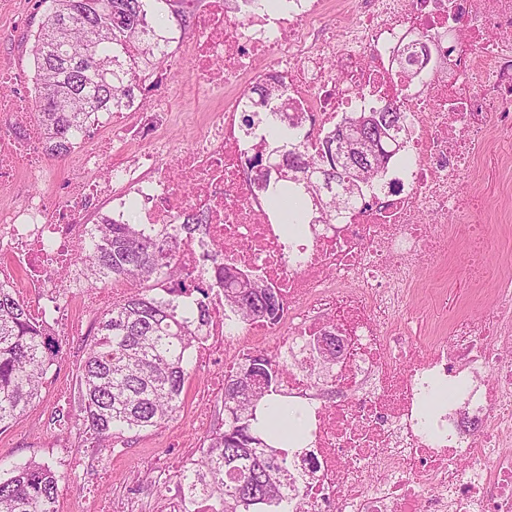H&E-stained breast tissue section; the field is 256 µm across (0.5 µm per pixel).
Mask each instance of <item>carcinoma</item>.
<instances>
[{
  "label": "carcinoma",
  "instance_id": "carcinoma-1",
  "mask_svg": "<svg viewBox=\"0 0 512 512\" xmlns=\"http://www.w3.org/2000/svg\"><path fill=\"white\" fill-rule=\"evenodd\" d=\"M159 0H40L47 4L34 35V118L47 152L61 158L86 133L97 112H119L134 91L163 65L155 42L164 23ZM253 114L243 116L246 131L264 112L281 123L287 105L281 94L257 91ZM404 121L394 103L376 112H349L311 155L283 127L267 150L285 155L279 188L302 197L312 210L310 223L336 214L335 186L346 195L362 192L399 150L390 130ZM202 218L183 224H100L77 263L86 267L87 288L132 280L136 292L112 303L97 319L77 381L78 421L99 448H110L126 432L157 429L172 420L190 378L189 366L206 321L202 298L209 283L200 277L182 282L179 292L198 294L190 303L149 294L171 272L180 236L193 234ZM224 301L233 321L274 318L277 294L250 275L229 279ZM60 343L38 322L28 303L0 286V430L6 429L39 398L50 368L59 362ZM279 369L258 351L224 381V428L215 433L204 456L178 472L179 488L220 504L218 512H288L281 487L288 454L257 416L271 396L280 394ZM64 475L49 464L28 461L0 478V512H57Z\"/></svg>",
  "mask_w": 512,
  "mask_h": 512
}]
</instances>
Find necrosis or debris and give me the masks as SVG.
<instances>
[{"label":"necrosis or debris","instance_id":"1","mask_svg":"<svg viewBox=\"0 0 512 512\" xmlns=\"http://www.w3.org/2000/svg\"><path fill=\"white\" fill-rule=\"evenodd\" d=\"M229 2L204 0L195 33L167 31L152 79L188 73L209 110L148 93L99 113L105 135L79 141L64 175L28 100L0 93V284L69 335L122 294L108 285L82 298L58 276L94 225L123 217L130 200L143 224L196 214L200 232L181 237L175 273L156 290L167 299L180 279L211 282L199 365L226 369L255 351L285 365L279 389L307 412V442L288 452V512H512V284L475 277L452 319L416 300L420 271L460 242L449 215L480 195L466 174L512 130V0H286L280 13ZM275 79L289 112L303 113L310 149L347 110L392 100L406 115L383 176L291 241L250 165L267 136L243 133L248 101L235 91ZM181 119L197 132L172 183L164 129ZM224 266L261 278L279 316L230 321L214 284ZM434 380L458 390L437 416L422 405ZM223 390L222 373L196 390L187 429L170 441L185 464L209 446Z\"/></svg>","mask_w":512,"mask_h":512}]
</instances>
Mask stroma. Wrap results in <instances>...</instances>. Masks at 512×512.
Wrapping results in <instances>:
<instances>
[{
	"label": "stroma",
	"instance_id": "obj_1",
	"mask_svg": "<svg viewBox=\"0 0 512 512\" xmlns=\"http://www.w3.org/2000/svg\"><path fill=\"white\" fill-rule=\"evenodd\" d=\"M42 16L37 0H8L7 10L0 12V65L24 74L16 89L25 96L33 94V63L30 53L32 33ZM483 194L476 209L486 227L484 241L476 252L458 251L448 255V264L439 273L422 272L425 291L423 306L435 309L434 292L447 287L466 291L471 286L470 269L479 264L490 271L512 262V240L504 232L512 227V215L507 212L506 192L512 191V154L500 152L488 157L478 172ZM93 327L76 326L66 337L61 359L49 371L39 399L11 426L0 431V467L26 460L45 462L65 476L59 484L57 512H85L87 499L104 504L116 496L128 494L130 475H143L148 470H165L167 479L141 502L144 512H162L163 503L178 487L175 476L182 459L167 439L182 429L187 420L193 395L208 378L207 371L195 368L179 412L167 425L158 430L138 434L127 433L118 439L114 448L103 450L91 442L81 441L75 424L57 425L59 412L77 410V377L86 357L87 344Z\"/></svg>",
	"mask_w": 512,
	"mask_h": 512
}]
</instances>
